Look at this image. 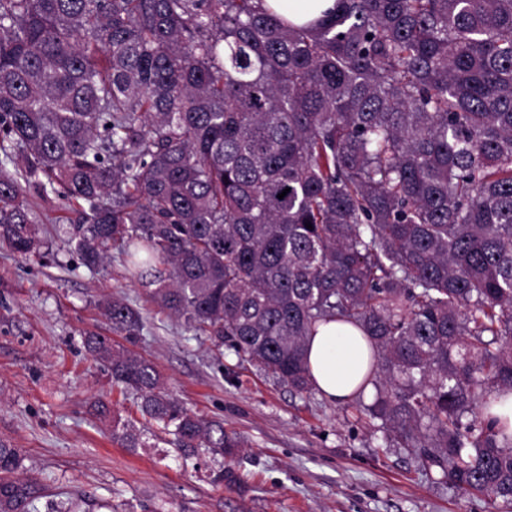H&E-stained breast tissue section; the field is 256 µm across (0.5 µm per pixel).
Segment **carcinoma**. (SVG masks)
Instances as JSON below:
<instances>
[{"instance_id":"1","label":"carcinoma","mask_w":512,"mask_h":512,"mask_svg":"<svg viewBox=\"0 0 512 512\" xmlns=\"http://www.w3.org/2000/svg\"><path fill=\"white\" fill-rule=\"evenodd\" d=\"M262 2L0 0V246L40 252L31 198L57 194L87 269L118 254L161 312L300 394L309 337L354 326L387 446L512 503V433L484 413L512 390V0H336L302 25ZM97 308L140 334L123 300ZM83 344L175 447L243 446L151 361ZM22 461L0 440V512L42 497Z\"/></svg>"}]
</instances>
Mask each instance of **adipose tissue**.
I'll list each match as a JSON object with an SVG mask.
<instances>
[{"instance_id": "adipose-tissue-1", "label": "adipose tissue", "mask_w": 512, "mask_h": 512, "mask_svg": "<svg viewBox=\"0 0 512 512\" xmlns=\"http://www.w3.org/2000/svg\"><path fill=\"white\" fill-rule=\"evenodd\" d=\"M367 355V344L357 329L338 322L320 325L308 344L314 387L332 402L352 398L367 373Z\"/></svg>"}]
</instances>
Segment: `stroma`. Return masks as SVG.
Here are the masks:
<instances>
[{
    "label": "stroma",
    "instance_id": "obj_1",
    "mask_svg": "<svg viewBox=\"0 0 512 512\" xmlns=\"http://www.w3.org/2000/svg\"><path fill=\"white\" fill-rule=\"evenodd\" d=\"M120 296L144 329L113 332L96 307ZM96 332L152 360L184 407L223 422L243 448L230 457L185 455L169 435L132 450L112 438L93 404L142 425L133 396L82 336ZM363 395L333 403L298 394L240 361L216 357L184 325L156 313L148 290L118 260L89 271L63 238L22 258L0 247V440L21 448L20 477L41 481L35 512L82 499L83 512H506L502 501L455 491L429 459L381 447Z\"/></svg>",
    "mask_w": 512,
    "mask_h": 512
}]
</instances>
